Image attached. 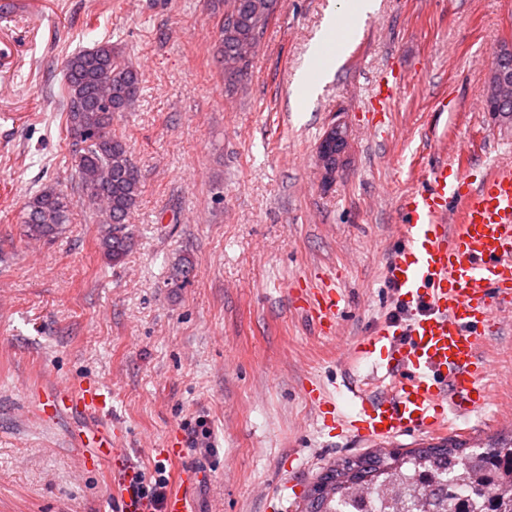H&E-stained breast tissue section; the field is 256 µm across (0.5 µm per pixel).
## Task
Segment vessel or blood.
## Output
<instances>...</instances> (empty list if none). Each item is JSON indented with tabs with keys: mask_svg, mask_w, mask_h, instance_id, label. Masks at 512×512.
I'll use <instances>...</instances> for the list:
<instances>
[{
	"mask_svg": "<svg viewBox=\"0 0 512 512\" xmlns=\"http://www.w3.org/2000/svg\"><path fill=\"white\" fill-rule=\"evenodd\" d=\"M398 203L402 249L386 277L410 318L385 322L356 344L378 372L353 389L354 415L337 413L320 387L304 389L324 426L376 446L399 436H438L449 413L484 410L492 397L487 346L512 311V166L472 178L443 164ZM293 300L320 333H335L343 298L334 279L294 291ZM36 403L46 422L66 409L101 420L92 440L111 448L108 400L100 388L40 385ZM204 478L202 470H180L163 512H195L192 491Z\"/></svg>",
	"mask_w": 512,
	"mask_h": 512,
	"instance_id": "b4317fda",
	"label": "vessel or blood"
}]
</instances>
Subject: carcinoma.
<instances>
[{
	"label": "carcinoma",
	"instance_id": "carcinoma-1",
	"mask_svg": "<svg viewBox=\"0 0 512 512\" xmlns=\"http://www.w3.org/2000/svg\"><path fill=\"white\" fill-rule=\"evenodd\" d=\"M267 9L268 0H238L236 20L219 24L218 62L230 86L249 66L237 46L260 44ZM63 73V112L74 137L71 169L101 224L100 248L117 266L136 243L126 220L137 207L141 180L112 122L137 101L140 74L110 40L73 52ZM72 207L60 185L43 187L24 203L26 236L54 240L70 223ZM318 483V493H304L301 512H512V434L469 453L451 440L367 454L330 466Z\"/></svg>",
	"mask_w": 512,
	"mask_h": 512
}]
</instances>
